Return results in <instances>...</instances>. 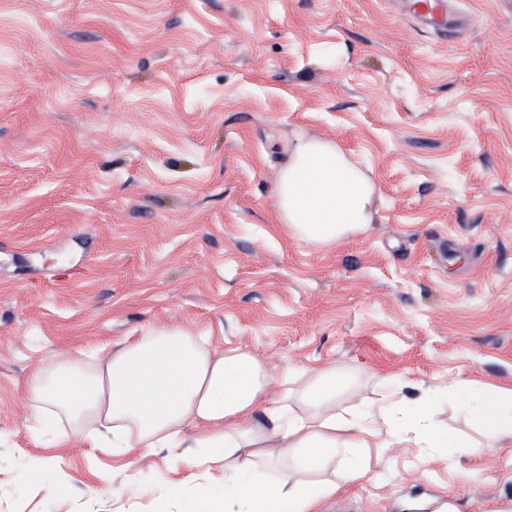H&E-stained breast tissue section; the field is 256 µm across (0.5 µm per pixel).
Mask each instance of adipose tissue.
<instances>
[{"label": "adipose tissue", "instance_id": "1", "mask_svg": "<svg viewBox=\"0 0 512 512\" xmlns=\"http://www.w3.org/2000/svg\"><path fill=\"white\" fill-rule=\"evenodd\" d=\"M275 194L287 234L336 245L370 223L376 186L337 142L299 133L288 141ZM283 383L273 390L253 352L215 351L206 337L163 325L91 363L45 357L27 394L40 427L60 437L104 428L114 457L165 448L176 470L221 463L211 490L179 491L156 512H321L325 499L368 474L364 451L379 447L389 421L342 405L351 379L335 368L288 371ZM470 414L496 447H512V388L478 398ZM403 423L420 447L444 439L428 403L404 411ZM261 471L276 480L257 482Z\"/></svg>", "mask_w": 512, "mask_h": 512}]
</instances>
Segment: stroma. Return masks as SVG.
Wrapping results in <instances>:
<instances>
[{
    "instance_id": "obj_1",
    "label": "stroma",
    "mask_w": 512,
    "mask_h": 512,
    "mask_svg": "<svg viewBox=\"0 0 512 512\" xmlns=\"http://www.w3.org/2000/svg\"><path fill=\"white\" fill-rule=\"evenodd\" d=\"M408 0H0V512H154L166 452L118 468L52 446L26 387L160 325L331 366L357 401L429 395L453 445L388 440L350 512H499L512 449L480 457L467 390L512 387V14L458 0L447 32ZM339 142L378 188L335 246L277 219L281 147Z\"/></svg>"
}]
</instances>
